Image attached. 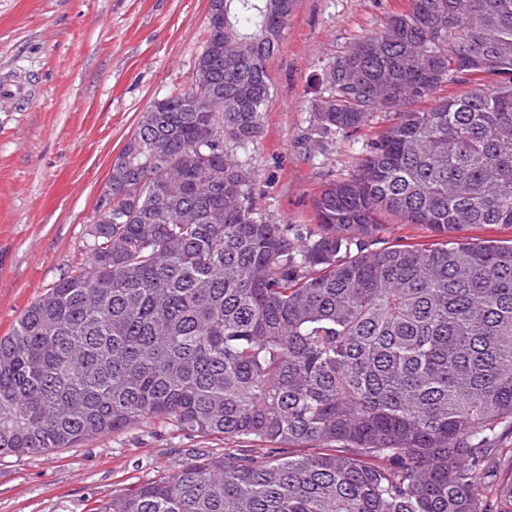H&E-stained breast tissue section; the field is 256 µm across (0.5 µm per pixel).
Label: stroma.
I'll return each mask as SVG.
<instances>
[{"mask_svg":"<svg viewBox=\"0 0 512 512\" xmlns=\"http://www.w3.org/2000/svg\"><path fill=\"white\" fill-rule=\"evenodd\" d=\"M210 0H0V337L85 254L113 158L154 102L186 91L209 37ZM406 0H296L268 64L262 130L236 148L273 224L313 223L323 184L352 174L368 139L317 128L328 63ZM150 422L76 448L0 460V512H95L112 494L241 447Z\"/></svg>","mask_w":512,"mask_h":512,"instance_id":"stroma-1","label":"stroma"}]
</instances>
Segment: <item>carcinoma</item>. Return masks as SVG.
I'll return each instance as SVG.
<instances>
[{
	"mask_svg": "<svg viewBox=\"0 0 512 512\" xmlns=\"http://www.w3.org/2000/svg\"><path fill=\"white\" fill-rule=\"evenodd\" d=\"M210 2L196 91L154 102L112 163L131 198L0 337V458L161 420L267 449L96 512H512V240L459 235L512 228V0H407L329 65L322 132L384 127L303 235L257 216L229 148L261 131L295 0ZM448 83L470 89L435 97ZM389 217L443 241L382 246ZM460 235L474 240L507 241L512 239V228L503 226L468 227Z\"/></svg>",
	"mask_w": 512,
	"mask_h": 512,
	"instance_id": "carcinoma-1",
	"label": "carcinoma"
}]
</instances>
